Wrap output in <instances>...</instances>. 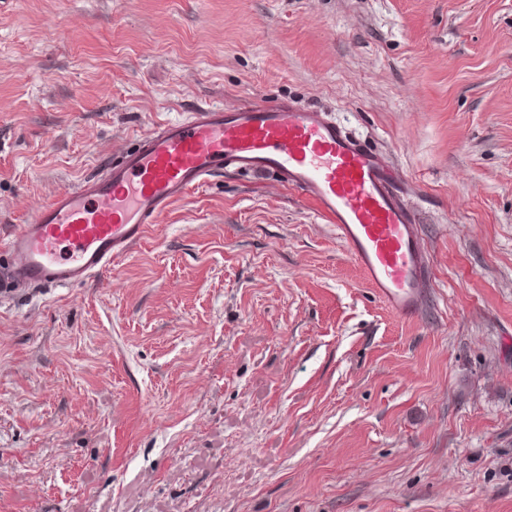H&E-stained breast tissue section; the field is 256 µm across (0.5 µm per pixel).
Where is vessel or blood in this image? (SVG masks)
Returning <instances> with one entry per match:
<instances>
[{"instance_id":"b4317fda","label":"vessel or blood","mask_w":512,"mask_h":512,"mask_svg":"<svg viewBox=\"0 0 512 512\" xmlns=\"http://www.w3.org/2000/svg\"><path fill=\"white\" fill-rule=\"evenodd\" d=\"M273 174L298 191L396 314L427 301L430 259L387 157L294 99L196 107L140 134L103 173L55 192L0 240V285L71 288L112 270L149 225L211 177Z\"/></svg>"}]
</instances>
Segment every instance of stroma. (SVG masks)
<instances>
[{"instance_id": "obj_1", "label": "stroma", "mask_w": 512, "mask_h": 512, "mask_svg": "<svg viewBox=\"0 0 512 512\" xmlns=\"http://www.w3.org/2000/svg\"><path fill=\"white\" fill-rule=\"evenodd\" d=\"M291 98L386 154L396 315L276 177L0 296V512H512V0H0V237L134 135Z\"/></svg>"}]
</instances>
